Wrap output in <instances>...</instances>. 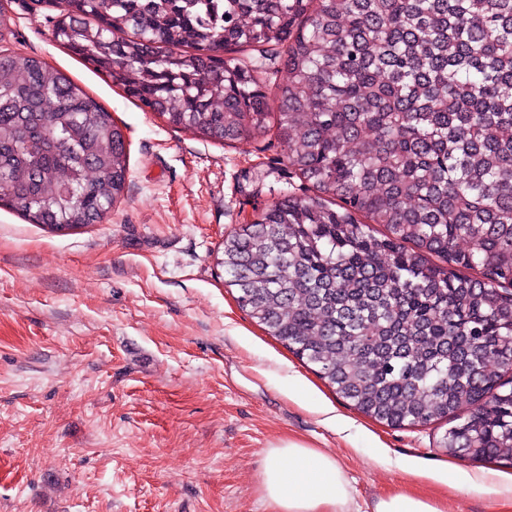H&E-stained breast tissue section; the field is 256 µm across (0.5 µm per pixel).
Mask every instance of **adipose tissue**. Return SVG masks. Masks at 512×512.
<instances>
[{
  "mask_svg": "<svg viewBox=\"0 0 512 512\" xmlns=\"http://www.w3.org/2000/svg\"><path fill=\"white\" fill-rule=\"evenodd\" d=\"M260 495L270 512H444L438 500L403 491L359 506L336 458L295 440L264 449Z\"/></svg>",
  "mask_w": 512,
  "mask_h": 512,
  "instance_id": "ef3b65f1",
  "label": "adipose tissue"
}]
</instances>
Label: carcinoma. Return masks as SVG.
I'll return each instance as SVG.
<instances>
[{"label": "carcinoma", "instance_id": "1", "mask_svg": "<svg viewBox=\"0 0 512 512\" xmlns=\"http://www.w3.org/2000/svg\"><path fill=\"white\" fill-rule=\"evenodd\" d=\"M59 2L54 40L169 126L287 145L303 192L224 238L241 309L364 415L512 461V0ZM253 44L283 47L272 92L225 57ZM126 174L110 112L0 53V206L91 224Z\"/></svg>", "mask_w": 512, "mask_h": 512}]
</instances>
